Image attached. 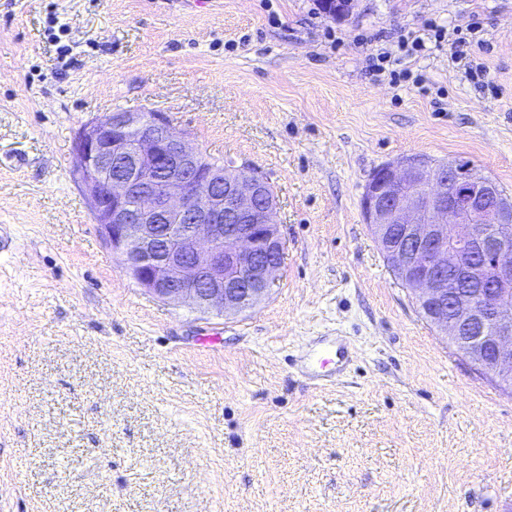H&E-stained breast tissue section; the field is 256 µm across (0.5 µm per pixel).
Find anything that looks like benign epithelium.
<instances>
[{
  "label": "benign epithelium",
  "instance_id": "7a95c632",
  "mask_svg": "<svg viewBox=\"0 0 512 512\" xmlns=\"http://www.w3.org/2000/svg\"><path fill=\"white\" fill-rule=\"evenodd\" d=\"M73 151L101 237L148 293L206 313L245 310L272 290L286 241L261 171L206 162L156 111L94 118ZM362 208L429 322L512 393V198L476 169L414 155L381 167Z\"/></svg>",
  "mask_w": 512,
  "mask_h": 512
}]
</instances>
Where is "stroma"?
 Returning <instances> with one entry per match:
<instances>
[{
  "mask_svg": "<svg viewBox=\"0 0 512 512\" xmlns=\"http://www.w3.org/2000/svg\"><path fill=\"white\" fill-rule=\"evenodd\" d=\"M0 0V512H512V394L420 314L365 221L373 170L463 159L512 195V0ZM472 27L469 76L428 24ZM423 34L393 84L370 57ZM166 113L269 180L286 250L241 312L126 274L79 126ZM351 346L317 387L297 361Z\"/></svg>",
  "mask_w": 512,
  "mask_h": 512,
  "instance_id": "1",
  "label": "stroma"
}]
</instances>
